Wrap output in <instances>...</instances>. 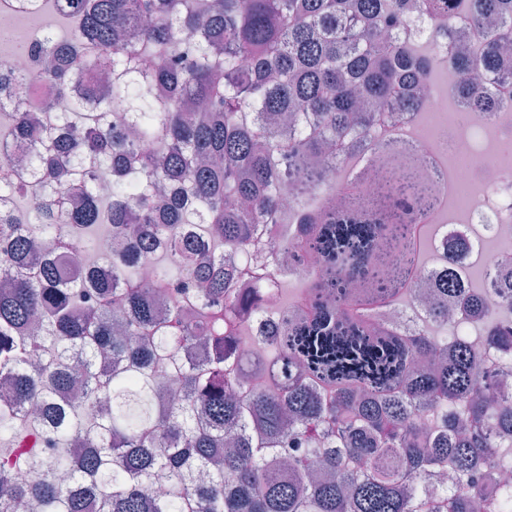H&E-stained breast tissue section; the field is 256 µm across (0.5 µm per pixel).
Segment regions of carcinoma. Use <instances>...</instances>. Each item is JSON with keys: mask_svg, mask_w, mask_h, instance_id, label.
I'll return each instance as SVG.
<instances>
[{"mask_svg": "<svg viewBox=\"0 0 512 512\" xmlns=\"http://www.w3.org/2000/svg\"><path fill=\"white\" fill-rule=\"evenodd\" d=\"M71 20L29 49L37 76L71 96L68 112L27 111L25 80L0 76V139L33 177H0V195L27 206L0 211V370L13 402L0 405V512H474L471 475L512 468V399L488 390L467 336H448V297L485 324L477 341L512 364V326L481 312L478 293L445 274L430 313L438 334L399 338L367 318L350 285L387 301L411 261L410 227L432 204L412 163L362 193L300 220L288 247L317 267L304 310L286 319L271 355L250 364L271 390L247 392L228 368L245 309L278 285L274 266L241 254L259 224L277 223L301 162L335 170L348 135L397 112H419L412 87L448 67L460 111L477 121L507 107L497 85L512 48V0H53ZM458 9L469 32L447 53L403 36L407 16L432 23L434 43ZM112 79V99L72 71ZM112 170L100 197L92 166ZM78 193L80 207L67 197ZM39 224L55 251L35 246ZM112 226L109 274L74 268L71 237ZM149 294L138 286L156 245ZM512 313V259L496 271ZM209 348L201 362L183 345ZM179 395L163 402L159 371ZM77 383L92 411L57 405ZM334 396L317 402L313 392ZM59 445L37 484L13 469L33 461L36 434L21 424L29 401ZM86 442L73 459L71 436ZM449 468L447 496L427 495L421 474ZM169 476L165 495L147 488Z\"/></svg>", "mask_w": 512, "mask_h": 512, "instance_id": "obj_1", "label": "carcinoma"}]
</instances>
